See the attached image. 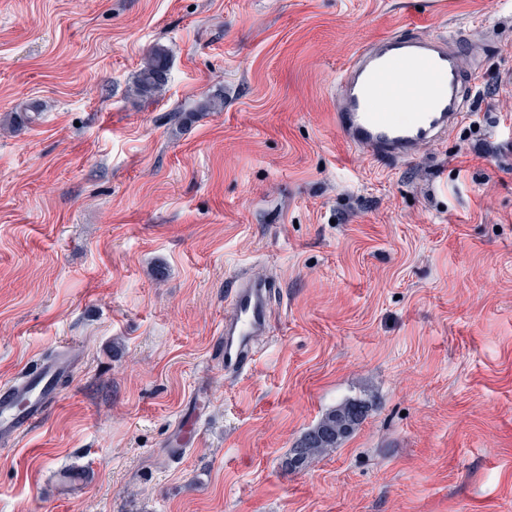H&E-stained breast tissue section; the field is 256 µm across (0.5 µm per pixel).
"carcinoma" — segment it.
<instances>
[{
    "label": "carcinoma",
    "instance_id": "1",
    "mask_svg": "<svg viewBox=\"0 0 512 512\" xmlns=\"http://www.w3.org/2000/svg\"><path fill=\"white\" fill-rule=\"evenodd\" d=\"M169 69L167 49L161 45L154 46L135 76L136 94L150 98L160 93L167 83ZM368 410L367 401L362 399H349L328 409L301 435L286 465L297 469L325 456L360 427Z\"/></svg>",
    "mask_w": 512,
    "mask_h": 512
}]
</instances>
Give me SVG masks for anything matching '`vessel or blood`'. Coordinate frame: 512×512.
<instances>
[{
  "instance_id": "b4317fda",
  "label": "vessel or blood",
  "mask_w": 512,
  "mask_h": 512,
  "mask_svg": "<svg viewBox=\"0 0 512 512\" xmlns=\"http://www.w3.org/2000/svg\"><path fill=\"white\" fill-rule=\"evenodd\" d=\"M336 128L353 147L382 163L409 162L445 136L461 118L467 83L453 38L387 35L361 50L338 74ZM270 283L243 280L231 290L224 317V371L236 375L252 362L253 339L270 321ZM69 358L37 366L0 385V443L17 440L47 413Z\"/></svg>"
}]
</instances>
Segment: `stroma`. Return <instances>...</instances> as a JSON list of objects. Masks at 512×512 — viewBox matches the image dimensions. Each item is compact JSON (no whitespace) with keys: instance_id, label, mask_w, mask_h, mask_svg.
<instances>
[{"instance_id":"obj_1","label":"stroma","mask_w":512,"mask_h":512,"mask_svg":"<svg viewBox=\"0 0 512 512\" xmlns=\"http://www.w3.org/2000/svg\"><path fill=\"white\" fill-rule=\"evenodd\" d=\"M404 29L486 45L459 124L386 167L337 130L336 74ZM509 73L512 0H0V383L77 363L0 449V512H512ZM242 268L275 290L232 379ZM349 397L359 429L286 469ZM169 55L162 45L154 46L137 72L134 91L142 98H151L165 87L169 74Z\"/></svg>"}]
</instances>
